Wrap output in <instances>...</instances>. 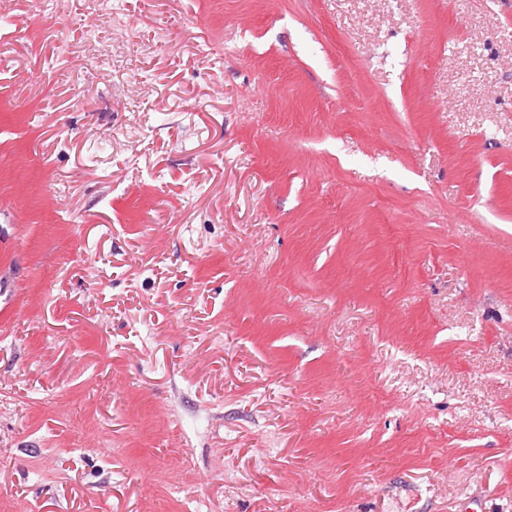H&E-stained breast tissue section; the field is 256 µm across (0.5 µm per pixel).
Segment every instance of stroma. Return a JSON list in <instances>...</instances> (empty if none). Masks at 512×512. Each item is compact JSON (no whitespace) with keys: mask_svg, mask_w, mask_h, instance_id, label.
Instances as JSON below:
<instances>
[{"mask_svg":"<svg viewBox=\"0 0 512 512\" xmlns=\"http://www.w3.org/2000/svg\"><path fill=\"white\" fill-rule=\"evenodd\" d=\"M0 512H512V0H0Z\"/></svg>","mask_w":512,"mask_h":512,"instance_id":"stroma-1","label":"stroma"}]
</instances>
